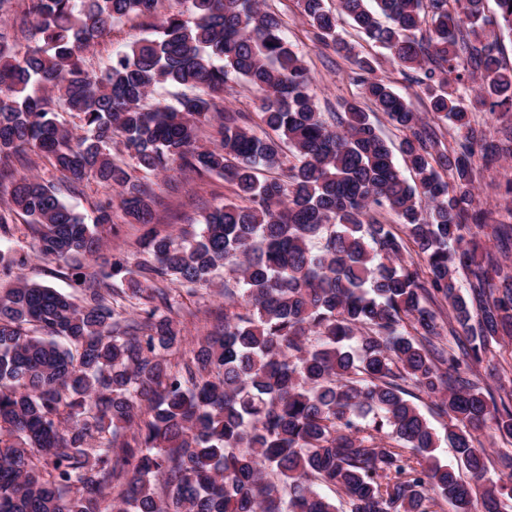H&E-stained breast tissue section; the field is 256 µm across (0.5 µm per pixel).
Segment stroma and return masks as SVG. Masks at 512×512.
<instances>
[{
    "label": "stroma",
    "instance_id": "stroma-1",
    "mask_svg": "<svg viewBox=\"0 0 512 512\" xmlns=\"http://www.w3.org/2000/svg\"><path fill=\"white\" fill-rule=\"evenodd\" d=\"M267 6L278 12L285 24L284 34L294 48L304 56L313 77L312 94L319 111L339 112L344 103L359 99L361 87L357 81L358 69L352 59L333 48L316 45L310 28L300 15L296 0H266ZM153 19L149 16H130L117 22L112 32L101 39L88 53L89 67L101 68L112 50L133 44L150 35ZM342 37L353 44L359 55L378 57V77L389 81L408 99L416 112L427 114L429 102L426 95L412 78L410 71L393 64L385 49L363 41L348 21H341ZM154 192L163 200L157 211L155 227L160 234L178 231L197 224L202 213L236 201L233 186L223 177L210 175L204 178L195 174L172 170L164 174H144ZM512 182V156L496 159L481 166L476 181L478 201L483 209L492 211L498 220H506L501 209L505 187ZM36 240L27 218H16L8 233H0V251L27 252L31 255L24 268V277L31 282L46 284L73 298H80L81 289L71 276V264L67 261H47L37 258ZM180 328L184 348H191L197 340L212 331L218 315L224 312V298L217 289L199 290L194 296H182Z\"/></svg>",
    "mask_w": 512,
    "mask_h": 512
}]
</instances>
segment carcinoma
Listing matches in <instances>:
<instances>
[{"instance_id": "cac0c4a2", "label": "carcinoma", "mask_w": 512, "mask_h": 512, "mask_svg": "<svg viewBox=\"0 0 512 512\" xmlns=\"http://www.w3.org/2000/svg\"><path fill=\"white\" fill-rule=\"evenodd\" d=\"M175 2L188 7L90 70V48L159 0H0V231L21 213L37 257L59 260L95 256L113 224L109 201L88 224L60 188L13 176V160L33 148L69 190L89 176L119 190L149 255L133 268L122 256L107 269L75 268L78 304L20 275L29 254L0 252V269L14 274L0 289V512H102L114 488L112 512H339L318 482L346 495L347 512H432L438 496L453 512H509L512 481L480 486L490 458L475 432L490 425L512 444V391L496 399L465 370L512 337V271L469 246L490 219L475 206L476 146L499 149L472 126L459 92L472 82L474 104H512V67L501 60L512 0H496L492 18L485 0H336L334 10L297 0L317 42L352 51L338 32L345 16L420 73L433 119L460 132L445 146L372 76L375 59H354L369 74L363 98L403 133L412 185L360 102L332 123L317 111L309 69L264 0ZM20 39L32 45L18 59ZM231 73L262 92L264 134L240 112L215 110ZM165 84L191 93L146 103ZM214 117L219 144L197 145ZM117 138L135 166L112 155ZM174 168L220 175L246 204L162 236L151 227L160 202L134 171ZM262 168L282 174L261 181ZM386 209L404 235L376 218ZM221 270L238 286L235 311L224 309V325L174 370L180 303L157 282L212 288ZM439 301L465 337L443 333ZM418 393L452 422L448 443L470 479L436 461L434 434L409 402Z\"/></svg>"}]
</instances>
